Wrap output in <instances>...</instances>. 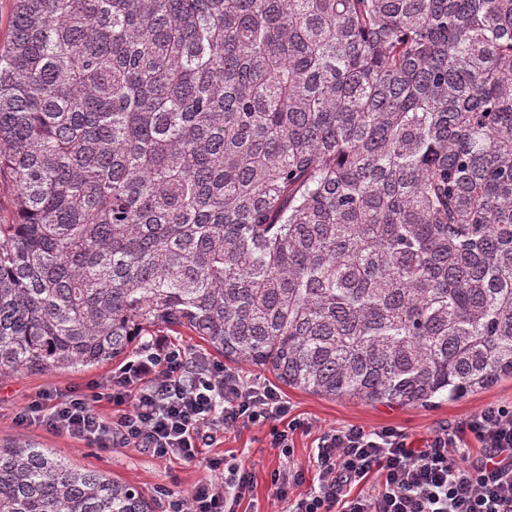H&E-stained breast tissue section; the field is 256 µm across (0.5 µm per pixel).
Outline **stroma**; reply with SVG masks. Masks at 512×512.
<instances>
[{"mask_svg":"<svg viewBox=\"0 0 512 512\" xmlns=\"http://www.w3.org/2000/svg\"><path fill=\"white\" fill-rule=\"evenodd\" d=\"M170 341L186 352L206 353L212 362L223 364L225 370L240 374L249 383H276L269 371L225 360L197 337L174 335ZM120 366V361L116 360L88 369L22 371L0 380V441L8 443L24 436L40 447L57 452L72 467L94 470L135 486L158 501L156 512H171L172 499L188 498L198 483H222L223 471L211 470L208 464L209 458L217 456L224 458L227 464L244 465L254 476L252 493L236 505L235 512H285L287 505L277 499L270 475L288 461L307 466L324 431L350 426L367 431L390 427L404 431L420 446L434 433L456 427L467 416L487 406H512V378L464 398L434 400L429 406L330 399L284 385L280 391L288 401L291 416L308 424L307 429L293 434L291 458H283L278 449L271 447L268 428L245 426L224 433L218 445L206 449L204 458L192 463H163L142 448L102 449L41 427L18 426L17 415L29 405L71 389L90 391L96 382L109 377Z\"/></svg>","mask_w":512,"mask_h":512,"instance_id":"stroma-1","label":"stroma"}]
</instances>
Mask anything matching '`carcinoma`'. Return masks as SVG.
<instances>
[{
  "label": "carcinoma",
  "mask_w": 512,
  "mask_h": 512,
  "mask_svg": "<svg viewBox=\"0 0 512 512\" xmlns=\"http://www.w3.org/2000/svg\"><path fill=\"white\" fill-rule=\"evenodd\" d=\"M0 379L157 330L331 398L512 378V0H13ZM0 512H155L27 438ZM16 187L9 181L0 182V223L11 224L15 217Z\"/></svg>",
  "instance_id": "1"
}]
</instances>
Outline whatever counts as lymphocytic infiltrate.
Listing matches in <instances>:
<instances>
[{"label": "lymphocytic infiltrate", "mask_w": 512, "mask_h": 512, "mask_svg": "<svg viewBox=\"0 0 512 512\" xmlns=\"http://www.w3.org/2000/svg\"><path fill=\"white\" fill-rule=\"evenodd\" d=\"M194 377H186L187 363ZM115 406L105 415L100 401ZM270 385L247 386L200 352L147 343L87 395L69 391L51 404L29 406L20 426L38 425L100 448H144L164 463L195 461L218 436L241 426H266L272 447L290 457V437L305 423ZM480 452L469 457V440ZM317 485L292 497L306 469ZM309 468L273 471L271 483L288 512H512V408L488 406L450 431L414 447L393 428L355 426L325 432ZM223 484L205 482L173 512H233L253 486L252 473L226 468ZM375 489H368V482Z\"/></svg>", "instance_id": "f902f5d3"}]
</instances>
